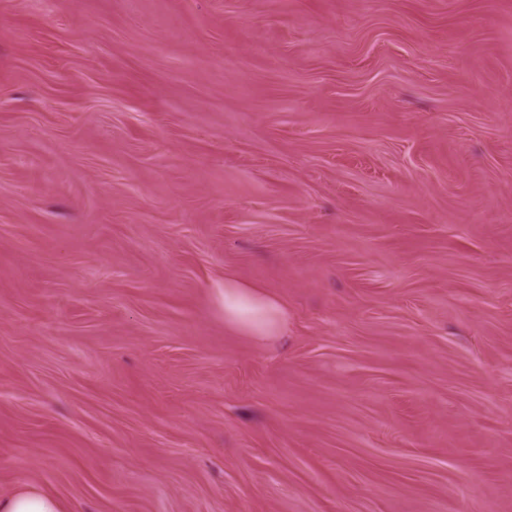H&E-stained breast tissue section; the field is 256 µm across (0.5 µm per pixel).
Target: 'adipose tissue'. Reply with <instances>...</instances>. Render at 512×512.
Here are the masks:
<instances>
[{"label":"adipose tissue","mask_w":512,"mask_h":512,"mask_svg":"<svg viewBox=\"0 0 512 512\" xmlns=\"http://www.w3.org/2000/svg\"><path fill=\"white\" fill-rule=\"evenodd\" d=\"M224 321L260 343L283 335L287 314L274 297L252 285L225 278L220 294Z\"/></svg>","instance_id":"obj_1"}]
</instances>
